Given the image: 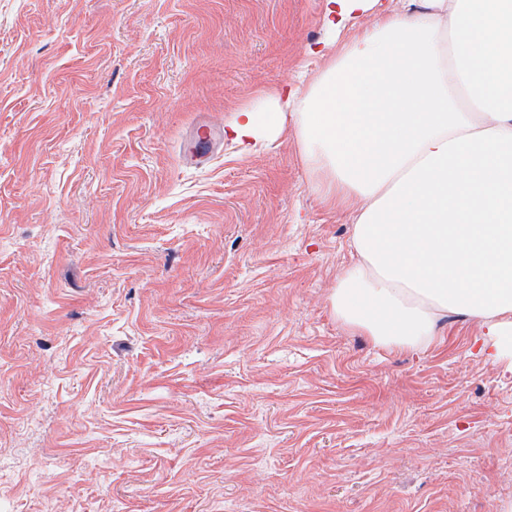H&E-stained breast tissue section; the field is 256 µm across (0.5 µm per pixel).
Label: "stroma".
I'll list each match as a JSON object with an SVG mask.
<instances>
[{
	"mask_svg": "<svg viewBox=\"0 0 512 512\" xmlns=\"http://www.w3.org/2000/svg\"><path fill=\"white\" fill-rule=\"evenodd\" d=\"M325 36L322 0H0V512L512 503V372L468 320L336 321L351 216L295 130L183 160Z\"/></svg>",
	"mask_w": 512,
	"mask_h": 512,
	"instance_id": "obj_1",
	"label": "stroma"
}]
</instances>
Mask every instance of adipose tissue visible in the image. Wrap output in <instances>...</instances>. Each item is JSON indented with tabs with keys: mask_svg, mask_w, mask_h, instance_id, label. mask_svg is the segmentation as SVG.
<instances>
[{
	"mask_svg": "<svg viewBox=\"0 0 512 512\" xmlns=\"http://www.w3.org/2000/svg\"><path fill=\"white\" fill-rule=\"evenodd\" d=\"M322 22L323 67L232 134L249 151L294 125L320 202L351 212L341 325L414 351L458 316L512 366V0H325Z\"/></svg>",
	"mask_w": 512,
	"mask_h": 512,
	"instance_id": "obj_1",
	"label": "adipose tissue"
}]
</instances>
